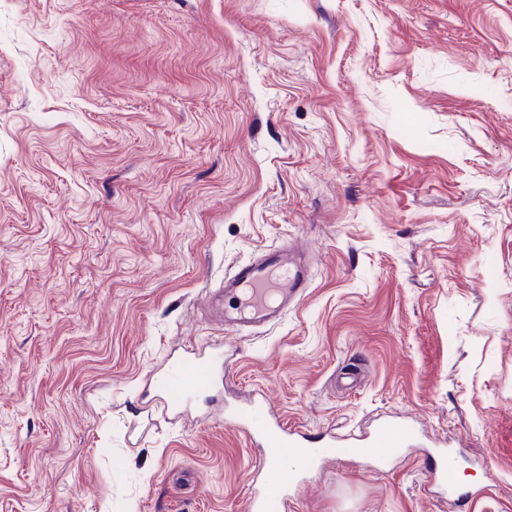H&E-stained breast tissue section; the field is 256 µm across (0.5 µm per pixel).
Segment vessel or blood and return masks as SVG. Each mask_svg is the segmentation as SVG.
Listing matches in <instances>:
<instances>
[{"label":"vessel or blood","instance_id":"1","mask_svg":"<svg viewBox=\"0 0 512 512\" xmlns=\"http://www.w3.org/2000/svg\"><path fill=\"white\" fill-rule=\"evenodd\" d=\"M310 279L302 257L291 247L268 248L260 257L240 263L224 277V326L243 329L280 319L290 305L305 296ZM223 363L219 355H195L179 362L165 382L163 400L178 405L212 383ZM249 426L264 452L255 466L261 487L253 495L250 512H286L288 491L300 477L321 465L320 449L310 447L297 431L284 427L279 416L266 405L256 406L249 414ZM415 432L406 423L395 421L366 435L344 438L345 447L360 457L388 459L407 447ZM301 449L297 469L284 472L278 467L277 452L282 448ZM456 460L452 451L440 450L438 461L428 476L448 490L449 500L459 496L455 479Z\"/></svg>","mask_w":512,"mask_h":512}]
</instances>
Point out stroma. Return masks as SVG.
Wrapping results in <instances>:
<instances>
[{"instance_id":"35a3bbf8","label":"stroma","mask_w":512,"mask_h":512,"mask_svg":"<svg viewBox=\"0 0 512 512\" xmlns=\"http://www.w3.org/2000/svg\"><path fill=\"white\" fill-rule=\"evenodd\" d=\"M287 243L305 297L225 330L209 293ZM261 396L399 417L485 491L338 449L288 512H512V0H0V512H246ZM223 363L219 354L194 355L180 361L165 382L163 400L167 405H179L212 383ZM455 465L456 460L452 451L442 449L439 452L438 463L435 464L432 470L428 471V478L447 488L448 500L452 502L462 496L474 498L480 495L482 492L481 489L459 494V485L456 483L455 479Z\"/></svg>"}]
</instances>
